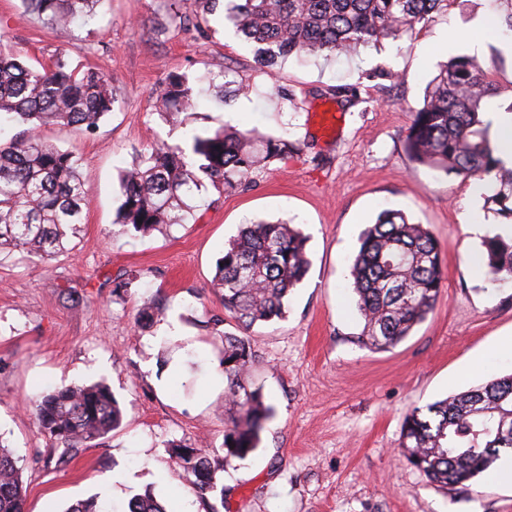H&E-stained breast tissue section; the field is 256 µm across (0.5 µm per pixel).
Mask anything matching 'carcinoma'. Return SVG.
Instances as JSON below:
<instances>
[{
    "mask_svg": "<svg viewBox=\"0 0 512 512\" xmlns=\"http://www.w3.org/2000/svg\"><path fill=\"white\" fill-rule=\"evenodd\" d=\"M98 0H24L27 11L55 28L68 29L92 14ZM446 0H197L201 13L222 10L224 29L255 44V63L270 74L295 55L352 54L382 39L413 31ZM209 86L231 96L226 73H209ZM488 71L476 61L454 57L439 65L423 103L412 113L403 139L414 162L446 175L479 178L486 203L512 226V164L496 155L485 99ZM201 93L179 75L163 82L160 112L198 105ZM116 102L112 83L92 70L68 66L59 57L34 70L0 49V118L25 126L0 142V256L16 253L43 262L74 250L83 223L78 158L42 141L37 129L61 125L93 130ZM248 129L195 133L184 143L157 144L122 172L116 223L148 234L182 224L193 210L195 191L209 184L220 192L248 185L254 173L297 150L287 139H267ZM308 237L283 220L248 224L231 238L213 278L224 317L249 328L281 318L288 295L306 277ZM349 281L363 329L359 339L374 350L396 347L433 311L447 279L437 240L403 211L384 209L359 237ZM486 274L495 283L512 282V238L500 234L483 242ZM162 314L155 301L138 309L144 326ZM224 368V455L203 447L173 444L179 467L205 512H220V473L232 459L259 449L273 407L246 379L255 362L249 340L219 332ZM38 428L54 444L72 451L119 428L124 406L105 383L49 389L31 401ZM512 373L487 384L415 409L404 420L401 447L406 459L438 488L460 486L490 469L501 452L512 453ZM20 457L0 445V512H25ZM124 512H167L150 492L129 499Z\"/></svg>",
    "mask_w": 512,
    "mask_h": 512,
    "instance_id": "carcinoma-1",
    "label": "carcinoma"
}]
</instances>
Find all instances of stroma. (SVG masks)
I'll return each mask as SVG.
<instances>
[{"mask_svg":"<svg viewBox=\"0 0 512 512\" xmlns=\"http://www.w3.org/2000/svg\"><path fill=\"white\" fill-rule=\"evenodd\" d=\"M89 24L60 34L0 0V43L39 69L56 58L112 81L117 102L95 133L48 126L46 142L74 151L80 164L84 222L75 251L49 263L0 260V444L22 458L26 512H65L80 500L125 505L152 492L169 512H200L172 465L169 443L205 437L224 443L221 341L209 320L224 307L212 279L224 245L241 225L278 219L300 225L311 260L283 319L223 331L247 335L256 354L248 382L273 416L259 450L224 472L223 512H512V486L494 473L469 487L440 489L406 460V415L512 373L496 352L512 336V283H491L482 242L503 232L473 182L412 162L402 140L429 80L448 56L489 69L487 98L496 125L512 99V38L494 25L489 0H448L398 40L349 59L288 58L276 77L258 70L249 44L202 19L195 0H99ZM465 45L444 52L449 29ZM224 71L249 92L230 102L161 113L156 97L169 74L196 81ZM379 72L396 76L382 91ZM346 85L351 101L326 96ZM335 109L334 137L314 113ZM229 126L296 142L298 152L254 174L236 194L202 190L185 223L141 235L116 225L119 177L137 154L186 133ZM385 208L425 224L441 247L448 279L427 319L387 351L362 346V323L347 289L358 235ZM136 275L131 294L115 279ZM85 288L79 301L71 288ZM160 302L159 322L137 327L143 299ZM102 381L125 407L122 427L93 448L65 452L39 431L25 401L44 390Z\"/></svg>","mask_w":512,"mask_h":512,"instance_id":"1","label":"stroma"}]
</instances>
